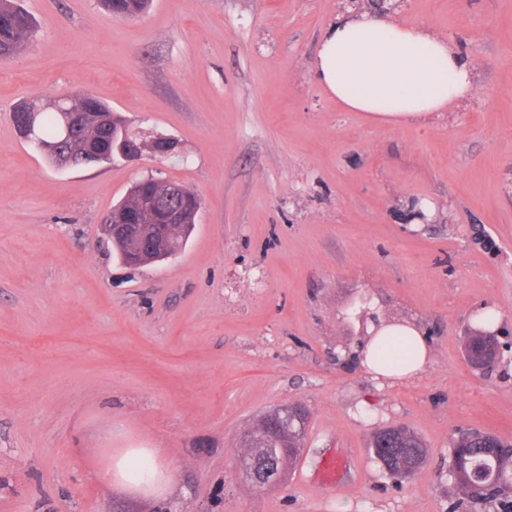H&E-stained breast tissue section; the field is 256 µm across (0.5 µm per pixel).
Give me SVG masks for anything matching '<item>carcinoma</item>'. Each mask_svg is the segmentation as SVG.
I'll return each instance as SVG.
<instances>
[{"label": "carcinoma", "instance_id": "obj_1", "mask_svg": "<svg viewBox=\"0 0 512 512\" xmlns=\"http://www.w3.org/2000/svg\"><path fill=\"white\" fill-rule=\"evenodd\" d=\"M104 8L125 19L142 17L150 0H101ZM33 21L18 0H0V58H8L23 50L33 34ZM38 112L33 139L44 146L43 153L53 164H58L57 152L65 151L81 158L82 154L94 155L93 162L109 163L117 155L113 142L121 139L135 148L153 149L159 141L143 140L131 132L125 117L85 93L73 99L71 111L77 113V125L65 127L64 115L55 110L47 111L37 102L23 101L13 112L14 125H19L23 114ZM181 197L175 205L181 210V226L170 240L174 253L186 245L196 217L202 207L201 198L184 186H179ZM159 194L158 185L145 178L131 186L127 195L110 211L113 220L124 223L129 218L143 216L148 200ZM112 246L123 263L138 266L160 261V256L147 247L121 235L111 236ZM492 330L488 320L477 319V328L467 336L465 350L468 361L488 356L492 349ZM411 351L410 343L401 336L389 338L378 359L383 363L404 357ZM308 424L307 410L298 405L283 414L277 410L265 414L258 425L248 432L242 447L246 454H255L273 462L277 479L284 480L286 473L298 463L302 442ZM384 438L391 447L398 449V462L419 472L428 462V450L423 440L406 426H386L371 436L369 447L376 450L379 439ZM449 467L456 471L458 490L456 502L450 512H512V443L481 431L459 434L452 441Z\"/></svg>", "mask_w": 512, "mask_h": 512}]
</instances>
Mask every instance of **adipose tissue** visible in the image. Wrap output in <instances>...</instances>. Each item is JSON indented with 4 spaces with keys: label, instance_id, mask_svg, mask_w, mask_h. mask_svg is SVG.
Here are the masks:
<instances>
[{
    "label": "adipose tissue",
    "instance_id": "adipose-tissue-1",
    "mask_svg": "<svg viewBox=\"0 0 512 512\" xmlns=\"http://www.w3.org/2000/svg\"><path fill=\"white\" fill-rule=\"evenodd\" d=\"M473 75L471 61L429 27L369 12L340 16L324 34L314 64L316 82L344 110L384 122L424 119L461 105L474 91ZM392 336L406 337L413 356L384 366L375 351ZM428 355L416 327L397 321L376 330L364 363L375 378L398 379L421 371ZM100 475L152 491L169 482L154 448L119 450Z\"/></svg>",
    "mask_w": 512,
    "mask_h": 512
}]
</instances>
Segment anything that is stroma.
Here are the masks:
<instances>
[{
    "instance_id": "stroma-1",
    "label": "stroma",
    "mask_w": 512,
    "mask_h": 512,
    "mask_svg": "<svg viewBox=\"0 0 512 512\" xmlns=\"http://www.w3.org/2000/svg\"><path fill=\"white\" fill-rule=\"evenodd\" d=\"M29 45L0 59V512H449L450 443L512 441V0H397L474 65L475 94L418 123L338 107L314 81L321 35L368 0H24ZM82 90L179 155L58 167L14 105ZM198 194L174 258L124 266L100 225L137 180ZM501 312L503 364L465 354ZM410 319L423 371L377 380L371 327ZM309 413L286 482L259 490L242 437L282 404ZM426 443L390 478L379 427ZM115 448H156L173 478L146 499L98 479ZM340 453L339 482L320 461ZM104 8L113 15L125 19L142 17L148 9L150 0H100Z\"/></svg>"
}]
</instances>
